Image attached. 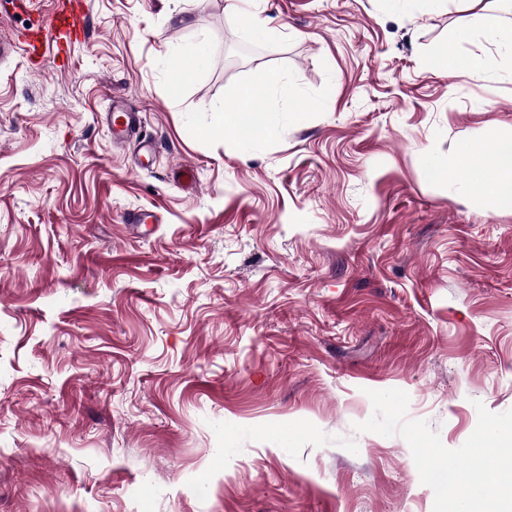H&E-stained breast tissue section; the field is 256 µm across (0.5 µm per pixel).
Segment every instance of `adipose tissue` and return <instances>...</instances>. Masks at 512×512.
I'll list each match as a JSON object with an SVG mask.
<instances>
[{
	"instance_id": "obj_1",
	"label": "adipose tissue",
	"mask_w": 512,
	"mask_h": 512,
	"mask_svg": "<svg viewBox=\"0 0 512 512\" xmlns=\"http://www.w3.org/2000/svg\"><path fill=\"white\" fill-rule=\"evenodd\" d=\"M487 31L494 37L497 49L493 52H463L461 44L464 34L452 28L448 31V60L451 69H464L474 72L499 69L504 51L512 52V28L503 29L493 9H486L483 15ZM284 83L278 73L260 69L252 82L242 86L235 97L224 104V126L228 129L248 128L251 136H269L271 127L266 117L263 92L268 88H283ZM485 143L493 154L491 164L474 174L476 197L483 210L497 214L512 210V156H503L498 151L500 139L497 134H488Z\"/></svg>"
}]
</instances>
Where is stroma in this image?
Returning <instances> with one entry per match:
<instances>
[{
    "mask_svg": "<svg viewBox=\"0 0 512 512\" xmlns=\"http://www.w3.org/2000/svg\"><path fill=\"white\" fill-rule=\"evenodd\" d=\"M85 2L63 65H0V512H432L353 426L397 388L457 449L512 409V213L446 168L512 143V75L442 66L449 29L490 50L477 11L257 0L248 37L232 0ZM260 68L271 135L217 132ZM107 114L108 132L112 143L116 145L126 142L141 122L138 112H133L122 100H112V107Z\"/></svg>",
    "mask_w": 512,
    "mask_h": 512,
    "instance_id": "35a3bbf8",
    "label": "stroma"
}]
</instances>
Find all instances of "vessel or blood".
Returning <instances> with one entry per match:
<instances>
[{
	"mask_svg": "<svg viewBox=\"0 0 512 512\" xmlns=\"http://www.w3.org/2000/svg\"><path fill=\"white\" fill-rule=\"evenodd\" d=\"M86 24L83 0H58L54 10L23 35L29 61L35 65L47 64L55 49L84 38ZM108 116V132L116 145L126 142L140 123L139 114L122 100L113 101Z\"/></svg>",
	"mask_w": 512,
	"mask_h": 512,
	"instance_id": "obj_1",
	"label": "vessel or blood"
}]
</instances>
